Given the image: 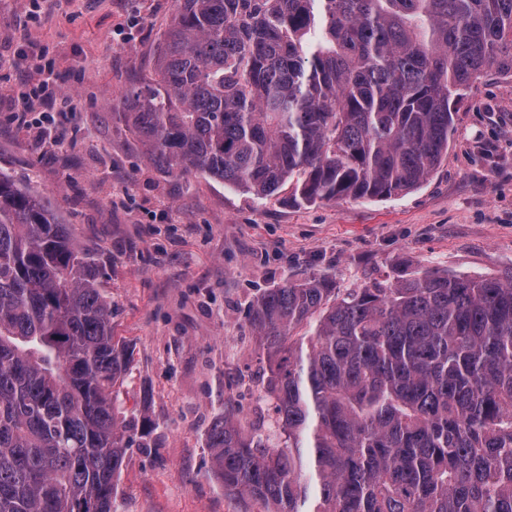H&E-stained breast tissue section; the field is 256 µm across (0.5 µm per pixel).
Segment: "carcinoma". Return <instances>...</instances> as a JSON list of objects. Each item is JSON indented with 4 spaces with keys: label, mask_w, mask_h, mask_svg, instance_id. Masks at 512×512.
I'll list each match as a JSON object with an SVG mask.
<instances>
[{
    "label": "carcinoma",
    "mask_w": 512,
    "mask_h": 512,
    "mask_svg": "<svg viewBox=\"0 0 512 512\" xmlns=\"http://www.w3.org/2000/svg\"><path fill=\"white\" fill-rule=\"evenodd\" d=\"M177 2L118 116L165 172L261 200L417 188L463 91L512 74V0ZM248 315L273 434L226 409L206 438L243 512H512V277L312 275ZM128 364L93 254L0 170V512H112Z\"/></svg>",
    "instance_id": "carcinoma-1"
}]
</instances>
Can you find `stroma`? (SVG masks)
Segmentation results:
<instances>
[{"label": "stroma", "mask_w": 512, "mask_h": 512, "mask_svg": "<svg viewBox=\"0 0 512 512\" xmlns=\"http://www.w3.org/2000/svg\"><path fill=\"white\" fill-rule=\"evenodd\" d=\"M176 12V0H0L11 61L0 69V169L47 195L98 253L113 333L132 354L120 399L127 417L150 421L148 447L127 451L113 512H236L210 475L206 435L228 406L244 429H272L247 319L264 290L313 274L344 290L403 269L512 276V76L491 68L466 90L446 159L408 193L259 200L151 165L117 117ZM25 93L55 99L64 148L15 121Z\"/></svg>", "instance_id": "stroma-1"}]
</instances>
